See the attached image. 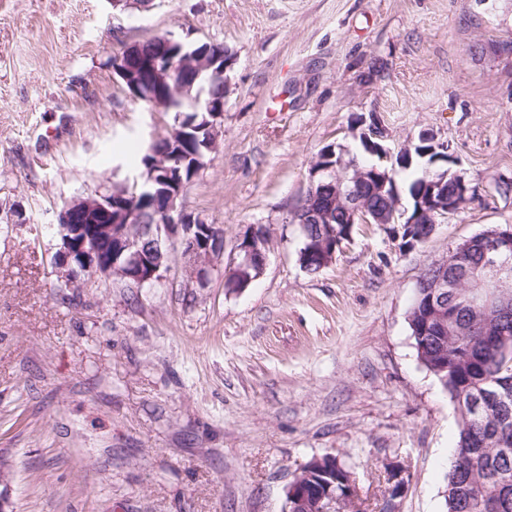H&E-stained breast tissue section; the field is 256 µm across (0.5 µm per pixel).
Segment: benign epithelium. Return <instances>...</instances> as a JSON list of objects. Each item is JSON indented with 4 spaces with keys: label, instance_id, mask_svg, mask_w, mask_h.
Segmentation results:
<instances>
[{
    "label": "benign epithelium",
    "instance_id": "benign-epithelium-1",
    "mask_svg": "<svg viewBox=\"0 0 512 512\" xmlns=\"http://www.w3.org/2000/svg\"><path fill=\"white\" fill-rule=\"evenodd\" d=\"M168 54L148 58L144 76L134 80L129 73L127 60L134 44H124L112 57V71L129 88L132 98L142 101L161 112L176 110V101L190 95L191 87L180 84L172 88L171 96L156 99L152 94V83L173 78L175 67L189 72L193 80L216 81L228 91V71L234 58L224 45L214 42H189L166 35ZM194 112H206L211 143L209 150L217 147L219 129L224 124V101L208 100L201 102V96L193 98ZM361 147L372 157L368 166L360 165L351 155L350 149L341 146L329 149L317 158L310 171V185L297 208L291 215L294 224H331V213L314 206L317 199L316 188L331 182L335 185L333 205L343 207L346 226L341 231L326 229L318 239H309L308 252L319 260V268H324L336 259L337 252L352 237L356 224H390L396 235L402 236L403 245L409 249L416 242L428 239L438 221L459 213L462 207L475 196V188L457 171L443 169L437 163H455L457 159L450 153L448 142L424 129L419 132L418 153L426 160L421 189L415 200L406 196V191L391 180L396 167L412 162V146L397 151L386 144V132L377 117L360 135ZM456 186L455 196H448V181ZM188 181L176 179V190L160 195L164 203L163 215L155 223L145 226L134 223L137 214V197L130 196L126 187L112 190V196L76 197L58 214L57 234L60 247L57 252L61 280L70 282L80 273L93 276L118 277L128 284L141 287L163 278L169 268L170 252L173 246L181 249L185 271L190 278L202 282L214 262L223 255L224 248L210 247L211 239H224L222 230L214 224H207L199 218L187 214L181 199ZM369 185L379 193L391 190L392 201L384 211L369 207L362 193V186ZM92 214L100 221V226L92 229L90 235L83 234L82 226L75 223L79 214ZM110 245L112 259L104 261L97 252V243ZM479 248L484 251L487 267L504 270L512 266V226L491 227L457 245L449 252L448 258L432 265L434 269L446 270L453 264L465 272L464 282L457 289L466 288L474 302L483 306L484 311L492 312L504 319L512 316V299L492 290L480 291L481 281L468 266L470 253ZM269 251L267 230L256 227L245 234L237 245V257L225 272L224 287L241 289L259 278L266 266ZM456 289H449L448 279L441 276L427 284V298L422 307L416 308V320L430 325L436 321L445 325L446 305L444 299ZM344 490L336 491V478L324 474V480L303 484L300 476H295L288 484L286 495L292 500L294 512H342L343 500L351 497L357 505H362L356 483L348 470H343ZM389 491L379 512H400V500L408 486L407 471L391 463L388 469Z\"/></svg>",
    "mask_w": 512,
    "mask_h": 512
}]
</instances>
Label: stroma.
<instances>
[{
  "label": "stroma",
  "instance_id": "1",
  "mask_svg": "<svg viewBox=\"0 0 512 512\" xmlns=\"http://www.w3.org/2000/svg\"><path fill=\"white\" fill-rule=\"evenodd\" d=\"M171 32L234 55L217 149L188 214L224 231L205 283L180 254L159 282L58 277L65 201L140 172L169 114L112 73L121 42ZM512 0H0V490L10 512H282L289 482L336 456L370 512L386 465L401 512H444L455 403L408 323L424 272L512 226ZM387 143L430 129L477 189L422 245L359 224L310 273L291 215L356 117ZM265 227L263 274L227 292L240 237ZM388 469L389 491L385 502L381 504L379 512H401L400 500L403 498L408 486L407 471L399 465L390 463Z\"/></svg>",
  "mask_w": 512,
  "mask_h": 512
}]
</instances>
